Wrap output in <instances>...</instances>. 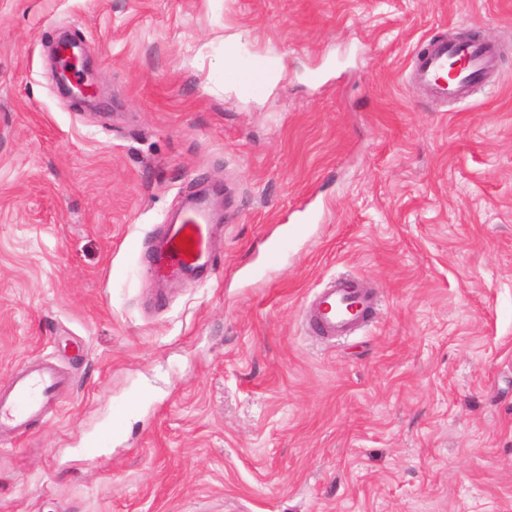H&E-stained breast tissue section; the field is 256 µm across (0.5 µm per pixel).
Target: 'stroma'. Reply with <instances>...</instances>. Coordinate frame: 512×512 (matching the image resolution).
<instances>
[{
	"mask_svg": "<svg viewBox=\"0 0 512 512\" xmlns=\"http://www.w3.org/2000/svg\"><path fill=\"white\" fill-rule=\"evenodd\" d=\"M464 29L497 66L443 104L406 76ZM234 42L271 92L225 88ZM193 190L211 264L156 281ZM340 273L380 303L320 342ZM38 358L0 512H512V0H0V387ZM76 47L78 46L70 41L59 51V55L67 54L72 56V59L65 72H62L61 69L55 72L56 81L65 95L78 102H87L97 97L99 86L93 70L88 68L83 52L79 50L77 54L74 53ZM79 66L84 77L80 81H73L70 72ZM60 385L54 368L44 361L30 363L14 374L8 386L0 389V432L20 431L33 420L46 417Z\"/></svg>",
	"mask_w": 512,
	"mask_h": 512,
	"instance_id": "35a3bbf8",
	"label": "stroma"
}]
</instances>
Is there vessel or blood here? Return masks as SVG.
<instances>
[{"label":"vessel or blood","instance_id":"1","mask_svg":"<svg viewBox=\"0 0 512 512\" xmlns=\"http://www.w3.org/2000/svg\"><path fill=\"white\" fill-rule=\"evenodd\" d=\"M496 48L485 40L458 43L438 41L423 51L412 70L414 83L439 100L466 98L473 86L495 68ZM266 61L256 58L242 64L234 73L237 81L252 90L263 87ZM210 204L205 197L192 198L184 219L169 225L156 247L152 262L162 275L179 272L185 265H197L208 258ZM190 246L181 249L180 236ZM377 305V295L367 280L357 276L332 279L310 300L306 322L310 331L324 340L354 335ZM61 381L54 368L33 362L14 374L8 386L0 389V431L22 430L33 420L49 413Z\"/></svg>","mask_w":512,"mask_h":512}]
</instances>
